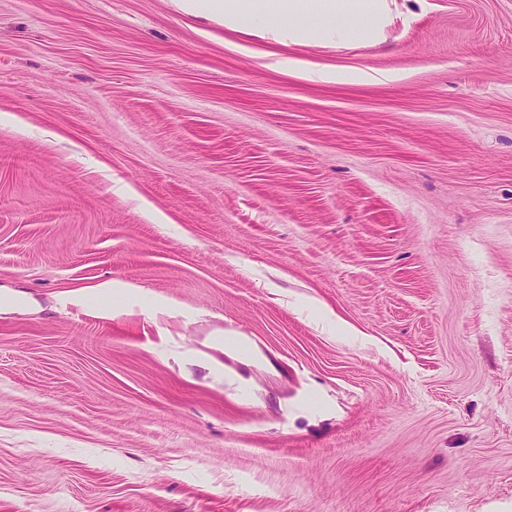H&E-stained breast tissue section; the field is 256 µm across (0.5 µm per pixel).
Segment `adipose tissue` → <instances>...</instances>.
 I'll return each mask as SVG.
<instances>
[{"label":"adipose tissue","mask_w":512,"mask_h":512,"mask_svg":"<svg viewBox=\"0 0 512 512\" xmlns=\"http://www.w3.org/2000/svg\"><path fill=\"white\" fill-rule=\"evenodd\" d=\"M248 32L252 22L289 41L314 37L344 43L375 39L391 20L388 0H188Z\"/></svg>","instance_id":"adipose-tissue-1"}]
</instances>
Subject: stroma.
<instances>
[{
	"mask_svg": "<svg viewBox=\"0 0 512 512\" xmlns=\"http://www.w3.org/2000/svg\"><path fill=\"white\" fill-rule=\"evenodd\" d=\"M406 5L0 0V512H512V0ZM189 6L224 14V23L248 33L259 21L288 41L315 37L342 44L375 39L391 20L388 0H188Z\"/></svg>",
	"mask_w": 512,
	"mask_h": 512,
	"instance_id": "stroma-1",
	"label": "stroma"
}]
</instances>
